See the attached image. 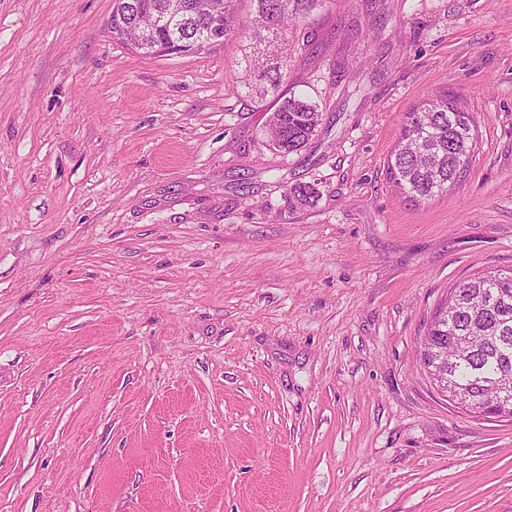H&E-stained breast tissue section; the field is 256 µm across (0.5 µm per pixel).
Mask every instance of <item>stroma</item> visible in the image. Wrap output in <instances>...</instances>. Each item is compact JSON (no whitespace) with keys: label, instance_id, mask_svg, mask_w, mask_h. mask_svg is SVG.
I'll use <instances>...</instances> for the list:
<instances>
[{"label":"stroma","instance_id":"35a3bbf8","mask_svg":"<svg viewBox=\"0 0 512 512\" xmlns=\"http://www.w3.org/2000/svg\"><path fill=\"white\" fill-rule=\"evenodd\" d=\"M112 7L0 0V512H512V420L420 352L451 286L512 269V0H321L286 156L243 39L144 57ZM442 91L479 148L416 205L387 159ZM320 120L317 102L307 95L291 92L269 117L266 126L269 145L283 154L298 152L315 135Z\"/></svg>","mask_w":512,"mask_h":512}]
</instances>
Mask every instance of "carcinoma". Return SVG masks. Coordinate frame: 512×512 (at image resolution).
Here are the masks:
<instances>
[{"mask_svg":"<svg viewBox=\"0 0 512 512\" xmlns=\"http://www.w3.org/2000/svg\"><path fill=\"white\" fill-rule=\"evenodd\" d=\"M182 12L156 27L163 0H114L112 39L145 57L171 51L195 54L212 46L205 40L217 31L228 41L248 33L257 63L246 70V88L264 96L280 87L288 71V31L296 28L320 0H249L251 20L240 18L242 0H183ZM319 104L304 94L284 98L271 113L266 135L283 154L300 151L315 135ZM477 148L473 115L444 91L406 112L399 140L387 162L395 191L415 204L448 194L469 170ZM291 204L304 205L314 189L287 187ZM434 384L448 400L483 417L512 416V277L487 270L448 290L422 341V360Z\"/></svg>","mask_w":512,"mask_h":512,"instance_id":"cac0c4a2","label":"carcinoma"}]
</instances>
